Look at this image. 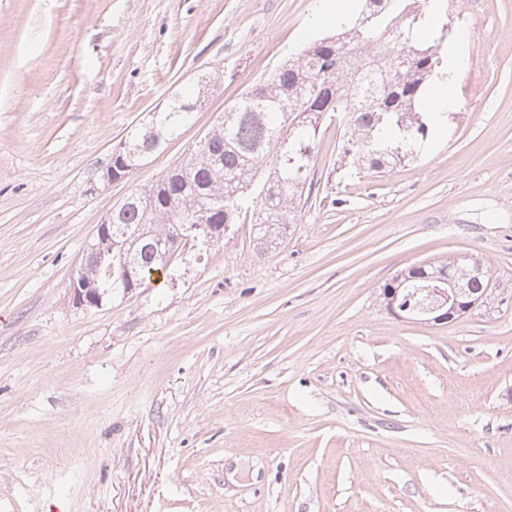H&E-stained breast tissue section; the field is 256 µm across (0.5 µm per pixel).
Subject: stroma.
Instances as JSON below:
<instances>
[{
	"mask_svg": "<svg viewBox=\"0 0 512 512\" xmlns=\"http://www.w3.org/2000/svg\"><path fill=\"white\" fill-rule=\"evenodd\" d=\"M470 34L425 155L342 178L319 132L297 224H248L101 306L71 278L96 224L251 83L336 32V0H0V512H512V0ZM210 75L126 179L128 130ZM467 255L481 305L402 319L384 285Z\"/></svg>",
	"mask_w": 512,
	"mask_h": 512,
	"instance_id": "1",
	"label": "stroma"
}]
</instances>
